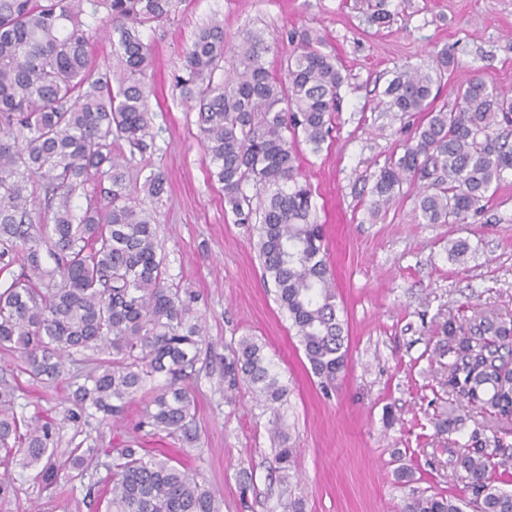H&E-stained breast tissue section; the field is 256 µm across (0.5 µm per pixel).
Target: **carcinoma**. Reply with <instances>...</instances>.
<instances>
[{"label": "carcinoma", "instance_id": "carcinoma-1", "mask_svg": "<svg viewBox=\"0 0 512 512\" xmlns=\"http://www.w3.org/2000/svg\"><path fill=\"white\" fill-rule=\"evenodd\" d=\"M181 0H0V263L21 272L0 289V351L39 380H56L66 359L92 353L84 381L73 382L65 417L94 410L116 418L147 381L153 388L143 424L154 433L191 436L194 400L179 382L191 376L202 349V331L191 320L190 301L166 281L157 252L155 219L136 204L128 160L112 152L120 141L145 153L150 141L151 88L146 81L152 46L142 29L168 19ZM104 16H99L100 12ZM112 34L119 74L94 76L89 49L100 28ZM306 38L288 56L285 76L266 67L274 44L245 31L228 45L224 21L213 17L183 52L178 82L199 112V130L210 158V177L224 190L239 224L259 216L258 256L264 279L276 288L313 374L324 389L336 385L347 346L336 312L326 262L325 227L315 220L310 186L298 181L303 138L322 150L343 81L336 58ZM232 53L235 65L224 72ZM437 70L408 68L385 90L387 110L422 113L412 141L375 175L374 209L389 204L405 181L423 183L419 208L428 224H460L481 212L488 192L512 174V97L493 82L472 77L458 88L459 104L434 109ZM107 178L104 201L78 213L76 191ZM253 185L260 198L244 187ZM165 178L142 184L151 198ZM47 252L54 267L43 262ZM448 388L459 405L439 426L452 431L467 408L493 420L512 419V320L478 313L455 327L444 344ZM224 376L243 380L269 408L287 391L252 337L239 341ZM283 473L294 465L287 434L275 427ZM51 423L15 411V393L0 387V462L19 460L53 480L61 470L83 474L94 449L50 446ZM455 461L470 498L415 495L405 512H512V491L496 484V471L512 466L499 437L472 432ZM112 477L102 496L107 512H220L214 493L186 470L126 446L113 449Z\"/></svg>", "mask_w": 512, "mask_h": 512}]
</instances>
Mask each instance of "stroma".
Returning <instances> with one entry per match:
<instances>
[{
  "instance_id": "stroma-1",
  "label": "stroma",
  "mask_w": 512,
  "mask_h": 512,
  "mask_svg": "<svg viewBox=\"0 0 512 512\" xmlns=\"http://www.w3.org/2000/svg\"><path fill=\"white\" fill-rule=\"evenodd\" d=\"M215 15L228 38L255 29L274 41L270 70L283 71L293 39L311 33L343 76L322 151L297 145L317 221L327 227V261L347 336L346 368L329 392L263 281L255 225L236 223L209 178L198 111L177 84L183 49ZM144 38L153 48L147 80L155 148L133 156L130 178L140 183L150 172L164 174L165 193L146 206L157 219L168 282L193 296L192 311L205 327L189 382L197 439L149 435L139 425L138 399L114 423L96 415L63 419L77 365L66 363L62 378L41 382L0 353V380L15 385L17 414L53 422L55 447L104 451L85 475L55 481L0 466L7 488L0 512H106V452L129 442L176 460L214 492L221 512H283L289 499L300 501L302 512H400L412 493H460L454 460L475 422L465 419L452 433L436 430L456 404L445 384L450 357L437 344L451 318L461 323L490 311L512 320V181L463 224L424 223L416 190L407 186L374 208V173L402 155L421 120L377 104L400 71L432 67L443 52L454 64L440 81L436 107L455 108L457 84L473 74L512 91V0H182L175 16ZM459 239L472 250L455 262L448 249ZM245 336L264 344L288 387L279 414L258 404L246 383L231 388L224 379V362ZM276 416L296 450L286 478L270 432ZM402 465L414 472L410 484L396 479Z\"/></svg>"
}]
</instances>
